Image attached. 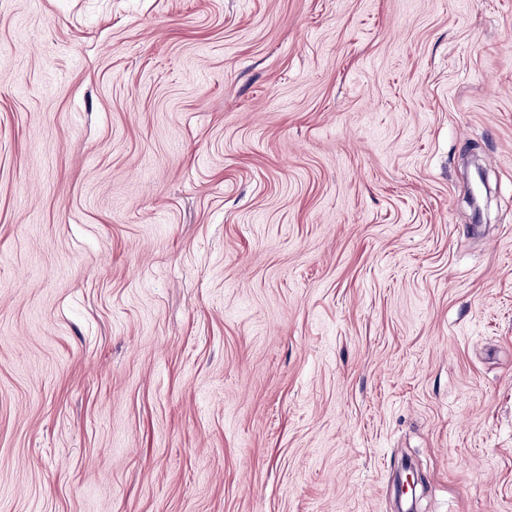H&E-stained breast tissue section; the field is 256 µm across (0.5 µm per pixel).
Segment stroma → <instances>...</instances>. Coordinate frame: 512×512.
Listing matches in <instances>:
<instances>
[{"mask_svg":"<svg viewBox=\"0 0 512 512\" xmlns=\"http://www.w3.org/2000/svg\"><path fill=\"white\" fill-rule=\"evenodd\" d=\"M406 463L512 512V0H0V512Z\"/></svg>","mask_w":512,"mask_h":512,"instance_id":"35a3bbf8","label":"stroma"}]
</instances>
